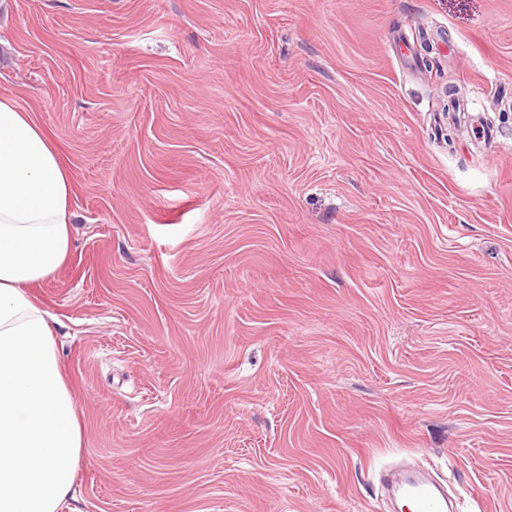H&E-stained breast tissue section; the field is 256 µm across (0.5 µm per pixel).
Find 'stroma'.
Listing matches in <instances>:
<instances>
[{
    "instance_id": "stroma-1",
    "label": "stroma",
    "mask_w": 512,
    "mask_h": 512,
    "mask_svg": "<svg viewBox=\"0 0 512 512\" xmlns=\"http://www.w3.org/2000/svg\"><path fill=\"white\" fill-rule=\"evenodd\" d=\"M0 96L73 185L62 512H512V0H0ZM391 487L400 499L411 501L414 512L448 511L447 495L434 483L422 480H391Z\"/></svg>"
}]
</instances>
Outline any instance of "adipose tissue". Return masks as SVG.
<instances>
[{
  "mask_svg": "<svg viewBox=\"0 0 512 512\" xmlns=\"http://www.w3.org/2000/svg\"><path fill=\"white\" fill-rule=\"evenodd\" d=\"M71 196L35 115L0 97V512H60L76 482L80 418L30 292L68 257Z\"/></svg>",
  "mask_w": 512,
  "mask_h": 512,
  "instance_id": "obj_1",
  "label": "adipose tissue"
}]
</instances>
